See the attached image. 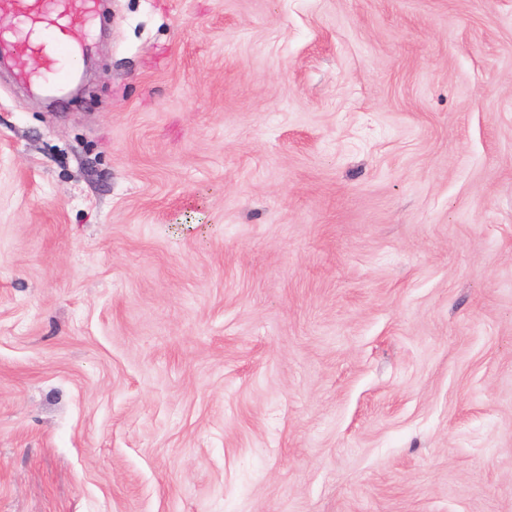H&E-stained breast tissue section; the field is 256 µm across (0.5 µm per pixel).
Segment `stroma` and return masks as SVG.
Returning a JSON list of instances; mask_svg holds the SVG:
<instances>
[{"label":"stroma","mask_w":512,"mask_h":512,"mask_svg":"<svg viewBox=\"0 0 512 512\" xmlns=\"http://www.w3.org/2000/svg\"><path fill=\"white\" fill-rule=\"evenodd\" d=\"M0 69V512H512V0H104Z\"/></svg>","instance_id":"35a3bbf8"}]
</instances>
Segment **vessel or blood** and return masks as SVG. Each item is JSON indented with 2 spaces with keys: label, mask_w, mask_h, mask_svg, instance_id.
<instances>
[{
  "label": "vessel or blood",
  "mask_w": 512,
  "mask_h": 512,
  "mask_svg": "<svg viewBox=\"0 0 512 512\" xmlns=\"http://www.w3.org/2000/svg\"><path fill=\"white\" fill-rule=\"evenodd\" d=\"M100 0H0V15L12 17L27 29V49L41 57L53 81H64V64L80 46L72 34L89 29L98 16Z\"/></svg>",
  "instance_id": "obj_1"
}]
</instances>
